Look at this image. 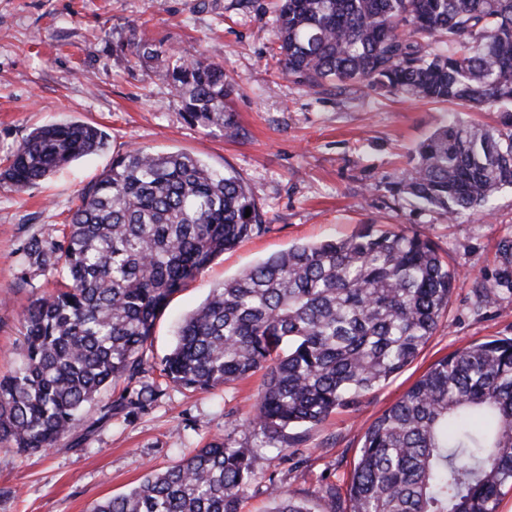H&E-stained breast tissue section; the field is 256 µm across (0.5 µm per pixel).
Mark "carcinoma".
<instances>
[{"label":"carcinoma","instance_id":"carcinoma-1","mask_svg":"<svg viewBox=\"0 0 512 512\" xmlns=\"http://www.w3.org/2000/svg\"><path fill=\"white\" fill-rule=\"evenodd\" d=\"M275 36L286 73L318 86L454 102L500 113L491 129L451 120L414 150L398 185L448 219L487 213L512 186V0H282ZM134 54L159 55L143 36ZM190 123L238 135L224 64L194 47L155 72ZM108 145L79 121L34 129L0 170L22 192ZM250 216H245L246 211ZM244 181L185 153L136 146L80 193L62 234L33 235L26 269L60 281L24 315L13 373L0 380V444L22 454L80 427L85 405L123 381L105 411L147 410L146 344L183 282L263 230ZM481 299L512 294V239ZM458 276L435 245L399 228L363 224L351 236L294 245L215 288L189 314L160 375L194 391L263 372L253 412L234 428L283 452L290 431L357 405L402 372L433 335ZM252 449L207 446L91 512H239L255 472ZM512 490V338L476 342L435 363L363 434L347 488L349 512H497ZM275 512H311L267 486Z\"/></svg>","mask_w":512,"mask_h":512}]
</instances>
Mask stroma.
I'll use <instances>...</instances> for the list:
<instances>
[{"instance_id":"1","label":"stroma","mask_w":512,"mask_h":512,"mask_svg":"<svg viewBox=\"0 0 512 512\" xmlns=\"http://www.w3.org/2000/svg\"><path fill=\"white\" fill-rule=\"evenodd\" d=\"M277 0H0V167L34 129L59 120L93 124L109 136L104 151L59 170L23 192L0 187V377L15 367L27 306L54 292V281L23 277L21 247L65 224L82 188L133 146L183 152L212 169L235 171L264 219L262 233L216 257L185 281L157 318L146 356L172 348L179 323L213 288L289 247L346 237L363 224L395 225L428 236L457 279L434 334L415 361L353 407L301 430L298 445L275 454L250 431L237 443L255 450L259 468L240 512H270L266 487L308 501L313 512L347 508V487L365 429L438 360L475 341L512 338V296L480 302L498 267L499 241L512 237V187L490 215L457 221L396 192L397 174L431 132L450 118L497 125L494 112L402 100L360 84L311 87L285 73L274 35ZM136 31L163 48L137 58L126 43ZM194 46L223 63L233 87L238 136L191 125L178 94L157 80L170 51ZM144 413L104 417L103 392L83 412L80 430L44 453L0 447V512H88L128 492L149 470L163 471L251 410L261 375L208 392L160 381ZM335 498H328V491Z\"/></svg>"}]
</instances>
